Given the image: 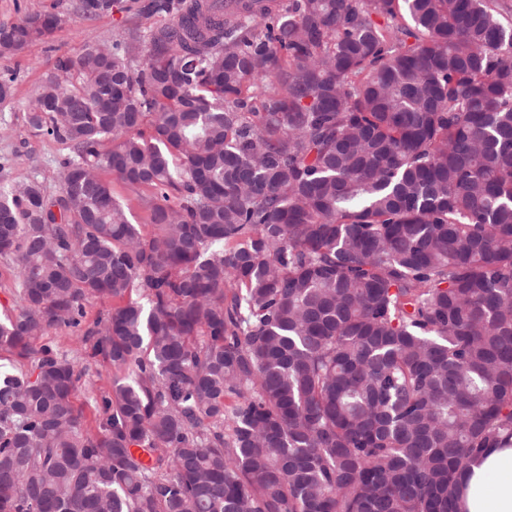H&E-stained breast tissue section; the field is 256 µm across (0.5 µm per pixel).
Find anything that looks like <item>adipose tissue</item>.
<instances>
[{"label":"adipose tissue","mask_w":512,"mask_h":512,"mask_svg":"<svg viewBox=\"0 0 512 512\" xmlns=\"http://www.w3.org/2000/svg\"><path fill=\"white\" fill-rule=\"evenodd\" d=\"M462 512H512V447L476 456L464 477Z\"/></svg>","instance_id":"ef3b65f1"}]
</instances>
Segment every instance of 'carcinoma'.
<instances>
[{
  "label": "carcinoma",
  "mask_w": 512,
  "mask_h": 512,
  "mask_svg": "<svg viewBox=\"0 0 512 512\" xmlns=\"http://www.w3.org/2000/svg\"><path fill=\"white\" fill-rule=\"evenodd\" d=\"M148 9L32 96L58 192L0 186V512H458L512 445V0ZM60 24H0V58ZM63 326L111 367L94 432ZM105 178L111 183L115 195L118 196L130 208L133 223L142 224V229L144 232H150L151 227L150 225H147V210L145 206V200L152 196L153 190L146 187L132 189L123 184L111 173H106ZM17 269L14 263L9 260L0 258V311L2 312L1 304L9 308L12 306L9 290L16 278Z\"/></svg>",
  "instance_id": "1"
}]
</instances>
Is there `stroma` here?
I'll list each match as a JSON object with an SVG mask.
<instances>
[{
	"instance_id": "1",
	"label": "stroma",
	"mask_w": 512,
	"mask_h": 512,
	"mask_svg": "<svg viewBox=\"0 0 512 512\" xmlns=\"http://www.w3.org/2000/svg\"><path fill=\"white\" fill-rule=\"evenodd\" d=\"M78 0H0V22H15L26 15L50 8L63 19L53 43L36 42L21 55L0 59V70L16 72L13 100L0 105V180H36L48 192H57L61 162L68 150L51 137L33 132L27 122L26 105L33 89L54 64L56 54L74 53L87 42L109 45L130 33H146L166 23L162 14L136 16L127 12L129 0H117L108 13L86 18L75 9Z\"/></svg>"
}]
</instances>
